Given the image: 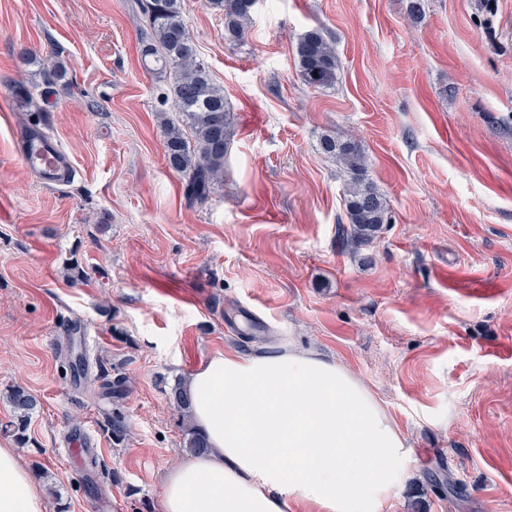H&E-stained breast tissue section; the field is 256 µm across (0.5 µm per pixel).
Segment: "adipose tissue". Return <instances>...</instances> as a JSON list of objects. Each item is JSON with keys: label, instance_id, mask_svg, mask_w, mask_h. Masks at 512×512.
<instances>
[{"label": "adipose tissue", "instance_id": "1", "mask_svg": "<svg viewBox=\"0 0 512 512\" xmlns=\"http://www.w3.org/2000/svg\"><path fill=\"white\" fill-rule=\"evenodd\" d=\"M207 444L167 471L165 512H381L410 477L406 436L368 385L314 349L219 353L183 386ZM0 512H46L0 444Z\"/></svg>", "mask_w": 512, "mask_h": 512}]
</instances>
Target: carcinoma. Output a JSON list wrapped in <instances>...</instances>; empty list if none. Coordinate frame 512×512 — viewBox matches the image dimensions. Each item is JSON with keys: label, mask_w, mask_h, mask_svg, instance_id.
I'll return each mask as SVG.
<instances>
[{"label": "carcinoma", "mask_w": 512, "mask_h": 512, "mask_svg": "<svg viewBox=\"0 0 512 512\" xmlns=\"http://www.w3.org/2000/svg\"><path fill=\"white\" fill-rule=\"evenodd\" d=\"M254 0H205V6L224 15V37L242 40L249 28ZM144 18V55L155 61L157 71L175 72L173 94L179 112L189 123L195 140L188 142L175 124L163 125L167 164L186 178L187 192L198 201L208 198L212 186L222 180L224 160L231 141V122L224 104V90L212 80L199 57L197 46L183 17V0H136ZM299 72L314 87L330 88L336 83L339 61L333 44L319 28L306 31L297 44ZM323 153L334 158L347 174L345 209L349 227L339 225L341 240L359 248L369 243L387 220V203L365 175V155L354 140H320ZM14 412V431L25 436L28 421L37 407L36 398L21 386L8 392ZM129 435L125 417L112 414V437L117 442ZM185 448L200 454L207 448L204 437L187 424Z\"/></svg>", "instance_id": "obj_1"}]
</instances>
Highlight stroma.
<instances>
[{
  "mask_svg": "<svg viewBox=\"0 0 512 512\" xmlns=\"http://www.w3.org/2000/svg\"><path fill=\"white\" fill-rule=\"evenodd\" d=\"M406 5L258 0L234 44L185 0L233 130L200 202L166 163L175 75L147 67L134 0H0V443L47 512H164L186 456L172 388L225 350L288 342L351 369L406 434L417 470L382 512H512V0H424L417 22ZM316 26L340 62L326 91L298 71ZM49 58L66 85L46 83ZM32 127L73 182L24 167ZM326 134L360 143L389 204L358 249L338 237L347 176ZM71 318L91 332L80 382ZM13 384L38 401L22 444ZM78 426L96 452L69 454Z\"/></svg>",
  "mask_w": 512,
  "mask_h": 512,
  "instance_id": "stroma-1",
  "label": "stroma"
}]
</instances>
